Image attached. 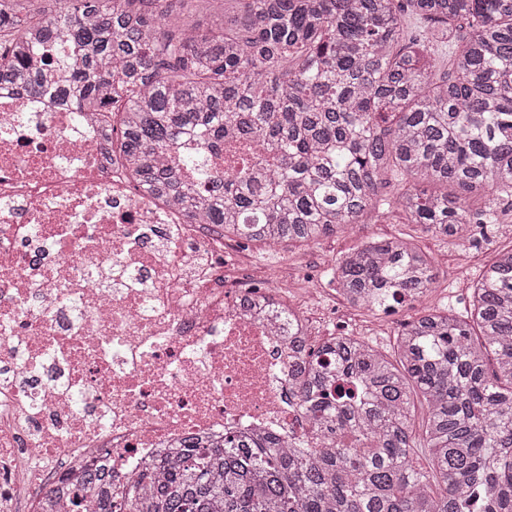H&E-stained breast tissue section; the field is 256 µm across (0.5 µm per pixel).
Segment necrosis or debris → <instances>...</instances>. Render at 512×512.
I'll list each match as a JSON object with an SVG mask.
<instances>
[{"label":"necrosis or debris","mask_w":512,"mask_h":512,"mask_svg":"<svg viewBox=\"0 0 512 512\" xmlns=\"http://www.w3.org/2000/svg\"><path fill=\"white\" fill-rule=\"evenodd\" d=\"M94 114L0 84V512L84 470L121 494L187 440L315 444L284 305L169 204L116 177Z\"/></svg>","instance_id":"4bbe7bcc"}]
</instances>
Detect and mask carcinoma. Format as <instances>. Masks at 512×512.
<instances>
[{
    "label": "carcinoma",
    "mask_w": 512,
    "mask_h": 512,
    "mask_svg": "<svg viewBox=\"0 0 512 512\" xmlns=\"http://www.w3.org/2000/svg\"><path fill=\"white\" fill-rule=\"evenodd\" d=\"M194 2L0 0V80L98 113L118 130L122 178L227 238L311 244L369 211L443 238L500 222L499 199H512V0ZM59 41L72 55L65 81L41 68ZM443 51L452 67L439 76ZM186 136L200 147L172 157ZM226 136L262 142V173H214L208 156ZM392 180L391 200L379 189ZM333 278L348 304L384 312L420 301L436 273L396 235L345 254ZM470 289L462 319L410 316L393 357L356 336L311 342L295 395L323 448L249 433L189 442L118 500L111 476L87 470L74 507L512 512V248ZM415 395L427 407L419 439Z\"/></svg>",
    "instance_id": "1"
}]
</instances>
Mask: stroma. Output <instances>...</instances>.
Here are the masks:
<instances>
[{
    "label": "stroma",
    "mask_w": 512,
    "mask_h": 512,
    "mask_svg": "<svg viewBox=\"0 0 512 512\" xmlns=\"http://www.w3.org/2000/svg\"><path fill=\"white\" fill-rule=\"evenodd\" d=\"M503 210L500 223L489 225L484 231L475 230L473 238L467 240L436 237L422 225L406 224L399 218L383 221L370 214L315 244H282L273 248L261 242L249 243L242 264L248 269L269 271L280 262H288L295 276L288 283L287 301L291 306L307 308L315 339L343 331L389 350L408 311L389 317L353 309L344 318H337L340 297L328 282L339 258L368 238L405 234L431 255L436 268V281L422 299L421 308L448 309L462 315L470 300L468 284L477 280L483 264L497 251L512 247V204L504 203Z\"/></svg>",
    "instance_id": "1"
}]
</instances>
